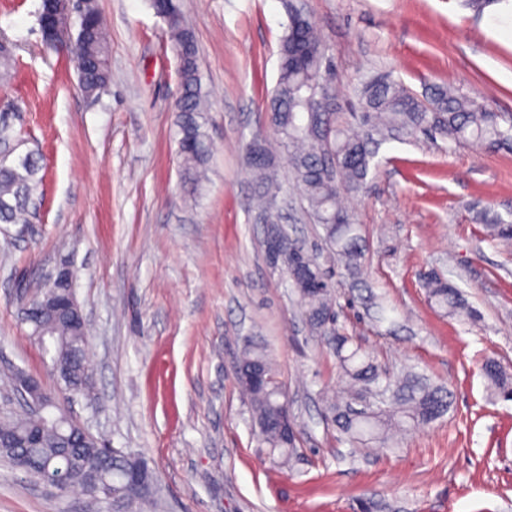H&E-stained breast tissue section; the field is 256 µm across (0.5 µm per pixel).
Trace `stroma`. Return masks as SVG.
<instances>
[{
	"instance_id": "35a3bbf8",
	"label": "stroma",
	"mask_w": 512,
	"mask_h": 512,
	"mask_svg": "<svg viewBox=\"0 0 512 512\" xmlns=\"http://www.w3.org/2000/svg\"><path fill=\"white\" fill-rule=\"evenodd\" d=\"M198 47L212 157L198 194L185 188L174 139L180 97L166 26L146 0H97L112 80L91 98L72 56L46 49L41 0H0L16 46L0 81V121L17 153L41 158L27 224H0V408L11 374L53 386L49 357L20 322L19 280L69 266L88 329L91 388L74 417L153 470L165 512H512V400L491 396L486 359L512 370V248L486 241L481 212L512 221V150L418 135L384 143L347 198L366 239L364 283L329 254L339 325L383 371L425 373L452 395L448 414L388 447H352L325 418L346 378L332 340L313 334L282 273L267 263L243 163L251 138L273 140L267 94L278 73L287 0H181ZM333 64L336 109L389 73L417 96L444 85L512 115V46L487 26L495 6L469 0H305ZM290 235L321 228L281 168ZM447 271L476 311L461 322L421 286ZM382 295L377 322L358 297ZM265 344L288 393L300 456L282 465L257 439L234 361ZM0 460V512H84Z\"/></svg>"
}]
</instances>
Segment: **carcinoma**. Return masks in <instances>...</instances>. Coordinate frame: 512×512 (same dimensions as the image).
<instances>
[{"label": "carcinoma", "mask_w": 512, "mask_h": 512, "mask_svg": "<svg viewBox=\"0 0 512 512\" xmlns=\"http://www.w3.org/2000/svg\"><path fill=\"white\" fill-rule=\"evenodd\" d=\"M149 5L167 27L169 44L177 60L181 97L176 105L175 143L183 163L185 182L199 190L205 177L211 147L205 128L207 94L202 87L198 63V44L180 0H149ZM288 21L279 40V73L267 99L265 111L276 135L278 148L254 138L245 146L246 165L255 189L256 208L264 224H281L279 197L282 182L279 154L288 156V167L302 190L308 211L324 231L331 253L353 276L362 274L365 244L361 225L342 205L344 192L357 191L366 181L377 147L393 137H412L423 133L450 139L457 144L477 141L488 149L512 146V118L490 112L465 95L443 87L435 88L428 100H421L390 74L360 82L361 111L345 114L336 111V90L325 78L332 63L317 28L305 13L298 14L288 4ZM53 50H68L76 62L79 85L89 96L104 90L111 80L110 46L99 8L79 21L75 41L65 46L49 44ZM14 45L0 38V77L11 73ZM39 159L28 152L11 159L0 158V223L25 224L33 196L41 179ZM491 242L512 243V224H486ZM300 268L284 272L295 288L297 302L310 330L329 335L336 314V292L326 286L330 271L319 261L317 252L300 247ZM428 300L451 318L469 320L474 311L461 290L444 273L433 269L421 276ZM27 324L45 352L57 357L72 356V380L59 382V389H44L45 399L57 401V392L71 396L89 391L90 381L70 387L85 374L88 362L86 329L75 328L67 316L32 315ZM335 354L349 380V389L328 402L329 419L352 444L365 447L382 444L398 432H407L443 417L451 406L450 392L429 379L407 372L393 383L377 361L361 347L336 331ZM244 356L271 367L264 345L246 339ZM484 375L492 393L512 399V374L496 361L488 360ZM248 399L257 437L285 464L297 453V443L285 442L279 432V419L289 414L288 394L275 380L262 386L239 383ZM28 456L27 473L39 479L82 486L81 476L94 471L100 489L88 488L92 512H156L161 507L157 482L143 487L129 484V453L115 448H87L79 445L69 423L53 424L27 410L22 414L0 412V456L14 463L18 453Z\"/></svg>", "instance_id": "carcinoma-1"}]
</instances>
